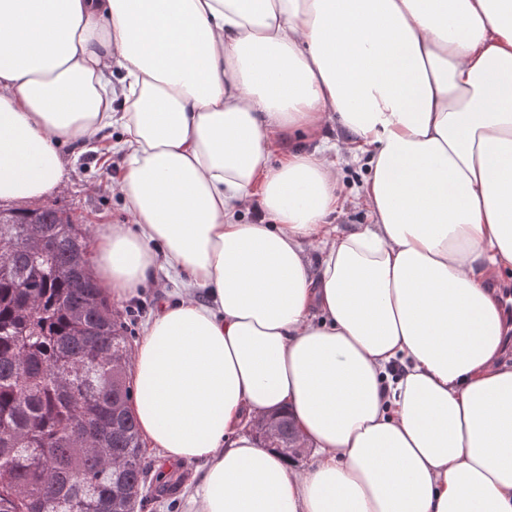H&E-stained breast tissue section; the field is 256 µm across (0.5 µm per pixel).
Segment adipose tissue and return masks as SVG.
<instances>
[{"mask_svg": "<svg viewBox=\"0 0 512 512\" xmlns=\"http://www.w3.org/2000/svg\"><path fill=\"white\" fill-rule=\"evenodd\" d=\"M112 128L132 222L91 270L187 283L128 375L188 512H512V0H0V201ZM335 154L369 223L329 221ZM275 409L306 468L250 431Z\"/></svg>", "mask_w": 512, "mask_h": 512, "instance_id": "ef3b65f1", "label": "adipose tissue"}]
</instances>
